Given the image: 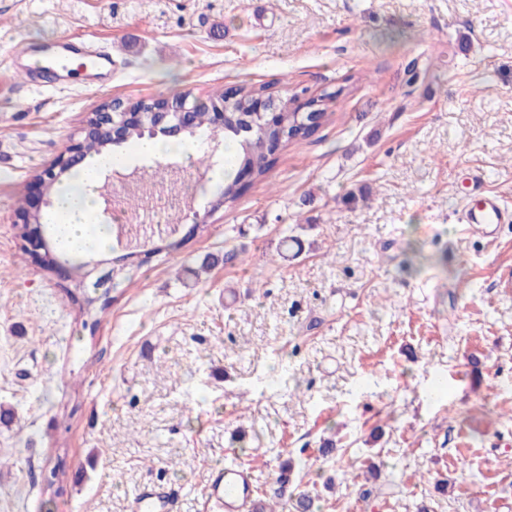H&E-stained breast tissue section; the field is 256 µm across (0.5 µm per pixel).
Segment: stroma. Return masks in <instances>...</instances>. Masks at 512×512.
<instances>
[{"instance_id":"stroma-1","label":"stroma","mask_w":512,"mask_h":512,"mask_svg":"<svg viewBox=\"0 0 512 512\" xmlns=\"http://www.w3.org/2000/svg\"><path fill=\"white\" fill-rule=\"evenodd\" d=\"M66 37L111 75H17ZM348 77L233 205L183 168L205 223L154 202L67 279L22 249L35 175L104 102ZM479 190L512 209V0H0V512H135L154 485L211 512L235 456L258 491L291 462L315 512H512V222L464 232ZM109 267L88 324L65 288Z\"/></svg>"}]
</instances>
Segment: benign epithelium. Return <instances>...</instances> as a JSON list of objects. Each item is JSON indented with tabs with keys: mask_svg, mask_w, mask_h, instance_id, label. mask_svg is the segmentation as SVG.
I'll list each match as a JSON object with an SVG mask.
<instances>
[{
	"mask_svg": "<svg viewBox=\"0 0 512 512\" xmlns=\"http://www.w3.org/2000/svg\"><path fill=\"white\" fill-rule=\"evenodd\" d=\"M206 112L205 118H199V112ZM251 111L266 112L270 115H278L283 111L282 105L278 99L271 97H258L252 103ZM138 123L143 131L150 133L161 132H186L191 136H196L198 130L206 128L209 133V139L214 143L212 153H217L221 146L218 136L225 130L224 126V108H202V104L194 102L189 103L188 97L179 98L174 104L163 108L154 109L150 113H143L142 108H135L119 99H113L96 113L94 124H83L80 131L81 139L64 147L56 159L48 167L44 168L35 180L39 187L41 204L37 206H28L18 213L17 228L20 238L26 242L29 251L34 255L38 263H43L45 255L49 253V244L47 237L43 234L41 217L43 208L51 203V195L55 185L61 177L82 163L87 154V143L92 137H98L104 145L112 146L121 144L128 140V127L131 123ZM164 168L173 173L167 184L158 186L152 182L145 184L142 189V197L148 199L154 195L158 189L166 190L172 196L179 195L180 174L179 169L166 164Z\"/></svg>",
	"mask_w": 512,
	"mask_h": 512,
	"instance_id": "1",
	"label": "benign epithelium"
}]
</instances>
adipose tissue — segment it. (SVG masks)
<instances>
[{"label":"adipose tissue","mask_w":512,"mask_h":512,"mask_svg":"<svg viewBox=\"0 0 512 512\" xmlns=\"http://www.w3.org/2000/svg\"><path fill=\"white\" fill-rule=\"evenodd\" d=\"M161 154L159 141L145 138L134 143L132 153L111 152L105 158L80 164L75 177L57 189L45 218L62 250L75 256L106 252L111 240L105 231L98 195L103 173L126 165L135 156L151 159Z\"/></svg>","instance_id":"1"}]
</instances>
